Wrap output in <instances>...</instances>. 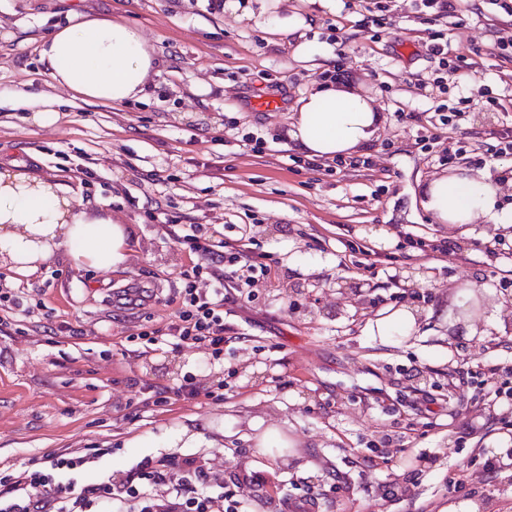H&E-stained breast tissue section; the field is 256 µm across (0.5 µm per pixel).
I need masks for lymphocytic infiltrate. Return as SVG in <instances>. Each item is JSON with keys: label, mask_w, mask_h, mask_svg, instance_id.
Wrapping results in <instances>:
<instances>
[{"label": "lymphocytic infiltrate", "mask_w": 512, "mask_h": 512, "mask_svg": "<svg viewBox=\"0 0 512 512\" xmlns=\"http://www.w3.org/2000/svg\"><path fill=\"white\" fill-rule=\"evenodd\" d=\"M182 241L203 258L193 267V275H202L205 265L224 260L244 263L253 273L267 271L266 264L250 255H224L216 242L205 237L201 225H190ZM214 279L211 295L193 293L187 297L186 309L171 323L169 332L180 341L206 345L218 355L224 351V277L218 273ZM82 463V458L62 454L52 461L51 473L25 471L0 478V512H84L94 496L110 500L113 512H238L236 505L226 504L223 494L214 493L208 474L189 463L173 475L164 463L147 460L119 482L91 488L71 478L65 485H56L54 471H71ZM159 484L167 485L165 496L154 494L153 488Z\"/></svg>", "instance_id": "obj_1"}]
</instances>
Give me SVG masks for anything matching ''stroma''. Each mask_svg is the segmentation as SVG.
Masks as SVG:
<instances>
[{
	"label": "stroma",
	"mask_w": 512,
	"mask_h": 512,
	"mask_svg": "<svg viewBox=\"0 0 512 512\" xmlns=\"http://www.w3.org/2000/svg\"><path fill=\"white\" fill-rule=\"evenodd\" d=\"M455 6L436 20L392 0L372 23L362 0L322 12L287 0L285 11L311 19L304 40L325 50L299 61L295 38L270 42L244 7L0 0V164L106 204L134 235L119 271L58 259L23 278L0 267V292L21 298L0 309V477L49 470L62 453L89 456L72 475L91 486L147 459L175 470L192 460L242 512H447L462 502L512 512V465L484 468L495 449L512 458V399L488 378L489 367L512 366V254L485 256L512 240V224L452 232L420 195L460 167L496 179L512 167L491 161L485 137L512 127V59L493 50L512 15L496 0ZM75 13L142 29L163 62L148 99L93 105L51 82L41 44ZM431 29L467 62L443 91L419 84L433 74ZM338 69L384 117L373 164L310 171L296 161L288 115ZM20 89L30 105L14 104ZM264 94L278 108L256 109ZM457 102L464 121L432 141L398 118ZM47 103L57 120L28 122ZM254 138L264 152L252 151ZM192 224L269 269L245 296L242 268L227 273L220 360L167 334L198 261L179 242ZM442 239L449 249L412 247ZM312 261L321 271L304 274ZM468 282L487 311L472 334L447 320L452 292ZM402 305L419 310L418 332L389 344L370 335V320ZM188 381L195 397H179ZM264 429L289 447H259Z\"/></svg>",
	"instance_id": "35a3bbf8"
}]
</instances>
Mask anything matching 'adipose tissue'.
<instances>
[{
	"label": "adipose tissue",
	"instance_id": "adipose-tissue-1",
	"mask_svg": "<svg viewBox=\"0 0 512 512\" xmlns=\"http://www.w3.org/2000/svg\"><path fill=\"white\" fill-rule=\"evenodd\" d=\"M51 79L82 100L106 106L149 95L159 61L139 28L73 15L43 42ZM289 140L309 157L353 156L369 147L382 116L374 99L340 82L319 85L299 99L288 117ZM423 205L436 221L454 227L483 218L512 224V206L500 204L501 185L465 168L443 173L423 188ZM130 230L108 213L81 207L72 190L53 186L15 165L0 169V258L21 276L32 275L58 254L73 265L124 269Z\"/></svg>",
	"mask_w": 512,
	"mask_h": 512
}]
</instances>
